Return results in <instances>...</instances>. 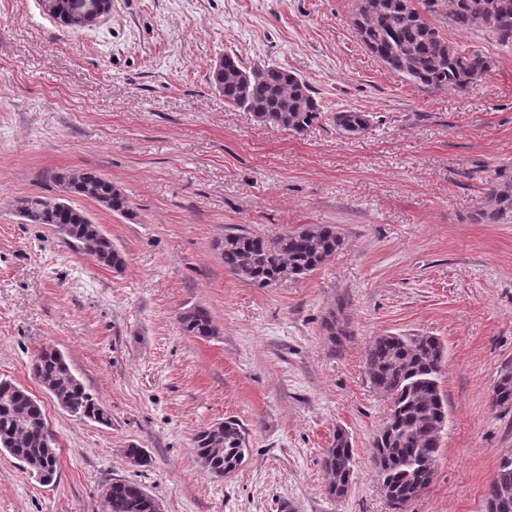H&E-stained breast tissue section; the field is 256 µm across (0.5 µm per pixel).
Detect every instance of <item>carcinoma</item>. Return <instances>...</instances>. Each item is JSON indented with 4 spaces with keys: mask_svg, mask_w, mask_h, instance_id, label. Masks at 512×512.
I'll return each mask as SVG.
<instances>
[{
    "mask_svg": "<svg viewBox=\"0 0 512 512\" xmlns=\"http://www.w3.org/2000/svg\"><path fill=\"white\" fill-rule=\"evenodd\" d=\"M90 0H56L55 19L88 9ZM354 26L361 42L391 73L429 90L463 93L492 67L487 56L448 40V30L481 32L500 46L512 49V0H358ZM211 84L224 100L250 112L256 121L300 133L318 118L321 106L301 77L275 64L246 68L235 54L224 56L214 68ZM336 126L357 134L369 126L364 112H338ZM54 181L65 191L87 198L101 208L126 215L127 194L112 180L95 172L58 173ZM492 210L489 221L512 219V169L502 168L488 184ZM15 211L27 224L61 227L63 239L99 266L115 272L125 257L83 210L58 198L28 196L16 201ZM341 237L329 224H311L266 238L244 230L228 231L215 247L224 269L238 278L267 287L283 271L303 277L333 256ZM184 336L207 338L215 329L209 311L193 306L176 317ZM446 360L443 343L434 336L382 335L366 350L365 367L371 385L390 396L393 415L375 435L370 452L377 480L400 502L399 512L428 488L435 473L439 434L448 421V403L440 390ZM40 385L74 417L103 425L112 421L107 408L87 392L56 349H40L32 360ZM496 407H512V376L503 377L493 391ZM18 460L25 472L43 484L58 475L57 439L47 434L40 401L12 380L0 379V453ZM193 453L210 474L232 472L247 451L245 431L234 419L218 428L207 427L193 438ZM350 440L336 431L323 455L330 481L342 483L353 467ZM495 489L506 490L501 506L486 512H512V465L498 466ZM151 495L139 484L118 480L103 501L102 512H150Z\"/></svg>",
    "mask_w": 512,
    "mask_h": 512,
    "instance_id": "1",
    "label": "carcinoma"
}]
</instances>
